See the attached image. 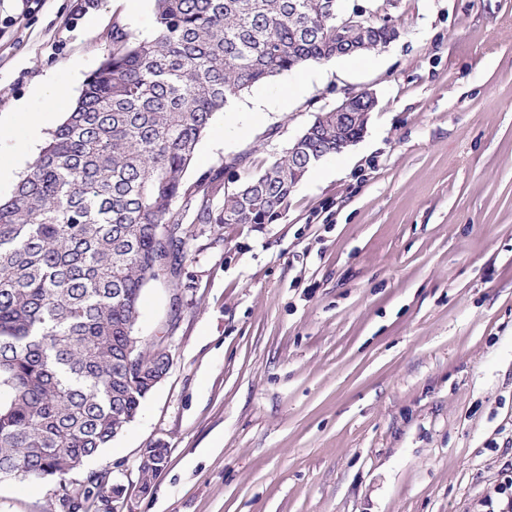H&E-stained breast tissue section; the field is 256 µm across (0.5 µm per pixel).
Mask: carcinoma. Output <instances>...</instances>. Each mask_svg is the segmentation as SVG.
<instances>
[{
	"mask_svg": "<svg viewBox=\"0 0 512 512\" xmlns=\"http://www.w3.org/2000/svg\"><path fill=\"white\" fill-rule=\"evenodd\" d=\"M341 0H155L150 40L112 24V51L10 197L0 199V472L61 487L109 448L171 354L136 335L142 292L184 256V182L203 134L231 99L310 63L387 46L398 32ZM358 122L320 112L291 153L224 191L217 224H272ZM90 494L122 493L104 472Z\"/></svg>",
	"mask_w": 512,
	"mask_h": 512,
	"instance_id": "carcinoma-1",
	"label": "carcinoma"
}]
</instances>
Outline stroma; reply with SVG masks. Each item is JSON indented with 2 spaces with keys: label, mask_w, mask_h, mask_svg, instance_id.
Returning <instances> with one entry per match:
<instances>
[{
  "label": "stroma",
  "mask_w": 512,
  "mask_h": 512,
  "mask_svg": "<svg viewBox=\"0 0 512 512\" xmlns=\"http://www.w3.org/2000/svg\"><path fill=\"white\" fill-rule=\"evenodd\" d=\"M0 6V116L64 121L119 21L154 0ZM398 38L313 63L217 113L184 175L217 216L313 121L367 90L366 131L272 224H192L143 292L137 333L172 364L73 472L0 481V512H502L512 475V0H398ZM165 446L150 489L139 466Z\"/></svg>",
  "instance_id": "1"
}]
</instances>
